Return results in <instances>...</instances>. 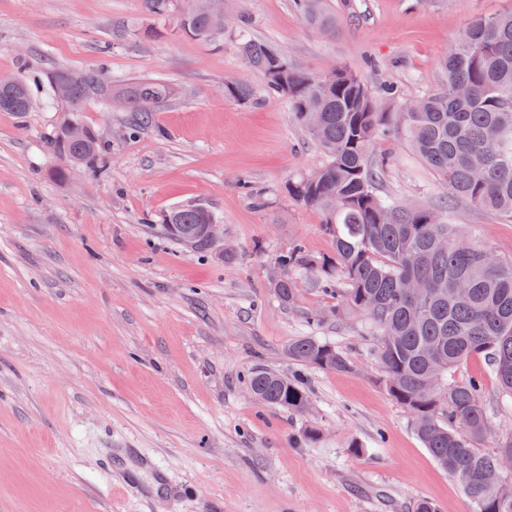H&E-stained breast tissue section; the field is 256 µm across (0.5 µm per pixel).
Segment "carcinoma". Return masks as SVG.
Wrapping results in <instances>:
<instances>
[{"label": "carcinoma", "mask_w": 512, "mask_h": 512, "mask_svg": "<svg viewBox=\"0 0 512 512\" xmlns=\"http://www.w3.org/2000/svg\"><path fill=\"white\" fill-rule=\"evenodd\" d=\"M150 18L160 20L179 0H143ZM179 33L208 42L224 39V19L205 11L202 0H184ZM295 6L315 25L325 18L313 0ZM240 52L259 72L271 97L288 101L296 121L321 146L326 161L322 178L288 181V195L322 215L334 254L318 260L295 244L281 256L286 273L272 285L280 303L297 304L299 289L292 274H310L323 289L336 294V312L365 315L377 336L376 355L387 393L410 414L414 432L434 460L476 504V512H512V479L502 472L499 457L512 451V435L494 451L479 445L490 431L482 383L451 380L466 358L482 354L495 374L500 393L512 399V260L496 258L461 236L430 208H406L378 194L377 171L385 159L369 160L387 113L380 111L360 76L340 70L336 83L300 72L270 47L242 39ZM446 80L419 98L416 112L403 113L406 132L417 155L434 171L446 190L442 208L465 202L512 219V14L481 16L459 33L442 60ZM65 81L69 104L77 108L92 98L120 94L126 111L146 124L157 104L175 94L163 82H139L116 88L102 74L58 68L50 84ZM468 88L457 100L452 89ZM6 102L0 112L32 108L24 79H0ZM252 86L224 83V98L248 102ZM69 165L94 164L101 154L97 136L86 131L71 141L65 128L50 142ZM212 214L199 206L170 211L163 222L179 241L205 250L204 238L184 235ZM412 279L420 294L404 287ZM288 358L310 368L348 372L346 354L313 336L288 344ZM249 388L262 403L301 413L309 393L300 380L268 370L250 372Z\"/></svg>", "instance_id": "carcinoma-1"}]
</instances>
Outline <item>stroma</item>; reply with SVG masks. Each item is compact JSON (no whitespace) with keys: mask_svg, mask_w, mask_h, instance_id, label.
<instances>
[{"mask_svg":"<svg viewBox=\"0 0 512 512\" xmlns=\"http://www.w3.org/2000/svg\"><path fill=\"white\" fill-rule=\"evenodd\" d=\"M317 3L329 28L294 0L226 8L297 70L344 66L376 96L396 85L399 100L378 103L390 114L374 150L390 160L379 193L437 207L443 190L399 114L444 83L441 60L470 19L512 12V0ZM179 19L151 23L142 0H0V78L27 79L33 99L28 112H0V512H414L422 499L474 512L386 392L365 320L337 314L311 276L297 278L298 308L273 295L289 247L333 252L320 212L286 190L325 155L285 100L225 98L228 81L263 86L238 34L213 46L178 34ZM59 66L162 81L176 95L127 137L133 113L90 100L70 114L47 80ZM73 117L102 154L62 179L47 139ZM195 204L223 224V250L168 234L165 215ZM445 218L512 259L511 219L461 203ZM301 336L343 351L352 371L289 360ZM256 368L299 378L308 409L258 402ZM474 376L489 452L512 434V402L483 357L452 374Z\"/></svg>","mask_w":512,"mask_h":512,"instance_id":"obj_1","label":"stroma"}]
</instances>
